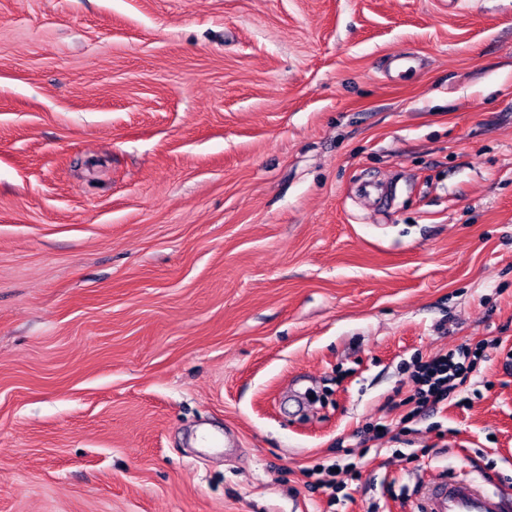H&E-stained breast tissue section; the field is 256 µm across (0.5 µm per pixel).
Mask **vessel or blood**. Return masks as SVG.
Listing matches in <instances>:
<instances>
[{
	"label": "vessel or blood",
	"mask_w": 512,
	"mask_h": 512,
	"mask_svg": "<svg viewBox=\"0 0 512 512\" xmlns=\"http://www.w3.org/2000/svg\"><path fill=\"white\" fill-rule=\"evenodd\" d=\"M418 512H512V495L458 474L424 487Z\"/></svg>",
	"instance_id": "obj_1"
}]
</instances>
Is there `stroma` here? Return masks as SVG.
Listing matches in <instances>:
<instances>
[{"mask_svg": "<svg viewBox=\"0 0 512 512\" xmlns=\"http://www.w3.org/2000/svg\"><path fill=\"white\" fill-rule=\"evenodd\" d=\"M510 348L512 0H0V512L512 491ZM486 348L487 346L481 344L472 351V348L465 344L453 352L416 362L412 371L416 389L409 400L415 406L400 418L396 426V437L409 435L411 429L407 425L412 423L424 408L435 407L451 395L460 396L458 404L468 403L469 396L463 394L467 391L474 361Z\"/></svg>", "mask_w": 512, "mask_h": 512, "instance_id": "obj_1", "label": "stroma"}]
</instances>
